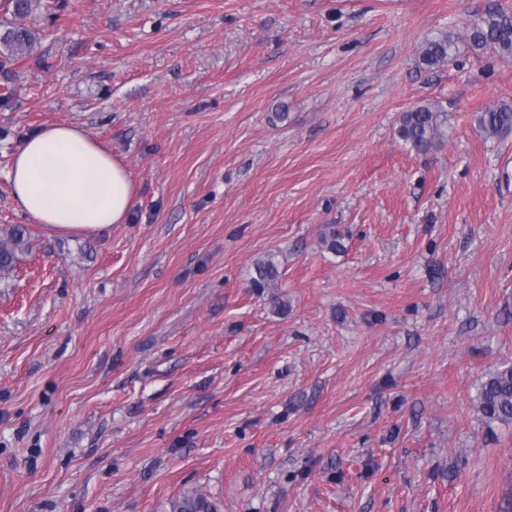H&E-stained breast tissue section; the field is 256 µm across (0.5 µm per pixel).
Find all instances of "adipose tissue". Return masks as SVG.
<instances>
[{
    "label": "adipose tissue",
    "mask_w": 512,
    "mask_h": 512,
    "mask_svg": "<svg viewBox=\"0 0 512 512\" xmlns=\"http://www.w3.org/2000/svg\"><path fill=\"white\" fill-rule=\"evenodd\" d=\"M17 209L52 235H97L127 223L136 183L111 149L56 123L23 140L7 172Z\"/></svg>",
    "instance_id": "1"
}]
</instances>
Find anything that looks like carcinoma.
<instances>
[{
	"instance_id": "cac0c4a2",
	"label": "carcinoma",
	"mask_w": 512,
	"mask_h": 512,
	"mask_svg": "<svg viewBox=\"0 0 512 512\" xmlns=\"http://www.w3.org/2000/svg\"><path fill=\"white\" fill-rule=\"evenodd\" d=\"M33 41L31 31L24 27H9L0 33V67L4 68L26 53ZM464 42L473 51H488L500 56H512V14L502 9H491L474 20L464 35L456 37L444 33L427 40L419 51V65L433 70L448 62L458 51V42ZM479 127L490 137L512 131V104L500 103L477 115ZM399 137L419 154H427L442 144L448 135V113L438 103L417 105L400 118ZM25 245V231L15 226L5 237H0V277L9 274L17 260V253ZM279 271L273 258L255 263L254 288H273ZM476 410L489 429L512 425V365L498 367L486 374L476 396ZM171 512H215L211 502L196 495H184L172 502Z\"/></svg>"
}]
</instances>
